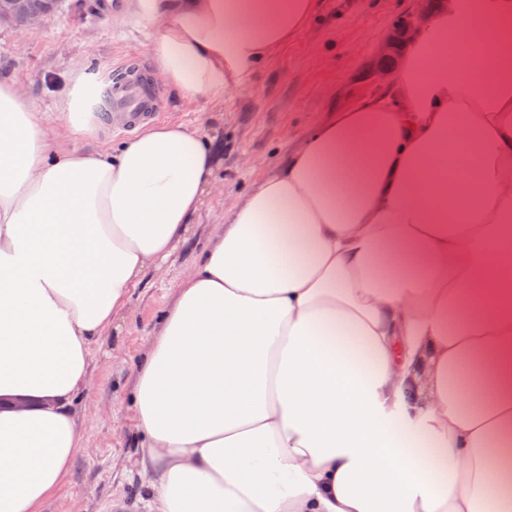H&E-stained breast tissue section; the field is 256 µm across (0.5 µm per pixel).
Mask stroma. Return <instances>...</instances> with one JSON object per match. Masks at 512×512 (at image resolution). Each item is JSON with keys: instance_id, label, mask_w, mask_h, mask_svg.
Returning a JSON list of instances; mask_svg holds the SVG:
<instances>
[{"instance_id": "stroma-1", "label": "stroma", "mask_w": 512, "mask_h": 512, "mask_svg": "<svg viewBox=\"0 0 512 512\" xmlns=\"http://www.w3.org/2000/svg\"><path fill=\"white\" fill-rule=\"evenodd\" d=\"M308 23L255 69L246 87L219 103L186 102L163 90L165 120H199L218 156L219 191L206 197L188 234L161 267L145 270L112 332L94 348L92 389L75 405L87 448L75 457L42 512H134L143 488L140 435L129 396L136 365L153 340L183 274L209 245L214 227L247 190L287 164L329 113L385 94L365 78L398 17L418 0H313ZM153 29L124 0H65L27 35L0 28V78L22 85L30 104L56 115L75 72L93 75L126 55L149 60Z\"/></svg>"}]
</instances>
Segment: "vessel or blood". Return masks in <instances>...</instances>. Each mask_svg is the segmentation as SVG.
Listing matches in <instances>:
<instances>
[{"instance_id":"1","label":"vessel or blood","mask_w":512,"mask_h":512,"mask_svg":"<svg viewBox=\"0 0 512 512\" xmlns=\"http://www.w3.org/2000/svg\"><path fill=\"white\" fill-rule=\"evenodd\" d=\"M101 84L106 101L103 120L116 133H129L158 118L163 101L145 66L130 61L115 64Z\"/></svg>"}]
</instances>
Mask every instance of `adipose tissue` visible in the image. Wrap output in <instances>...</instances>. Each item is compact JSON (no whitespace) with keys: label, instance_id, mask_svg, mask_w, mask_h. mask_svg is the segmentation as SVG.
<instances>
[{"label":"adipose tissue","instance_id":"adipose-tissue-1","mask_svg":"<svg viewBox=\"0 0 512 512\" xmlns=\"http://www.w3.org/2000/svg\"><path fill=\"white\" fill-rule=\"evenodd\" d=\"M156 78L217 103L312 0H129ZM391 84L224 215L141 359L139 512H512V0H451ZM0 80V512L88 438L91 351L217 188L202 125L113 148Z\"/></svg>","mask_w":512,"mask_h":512}]
</instances>
